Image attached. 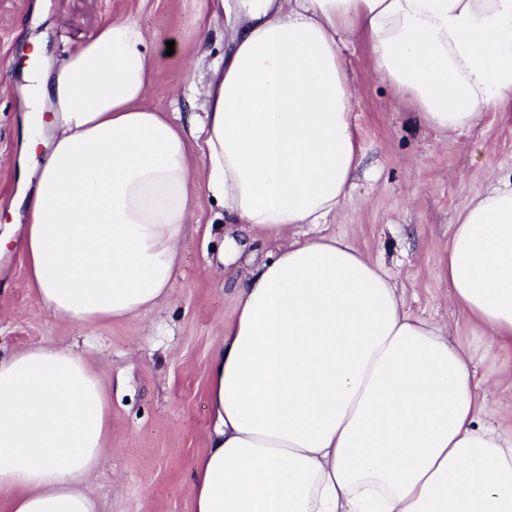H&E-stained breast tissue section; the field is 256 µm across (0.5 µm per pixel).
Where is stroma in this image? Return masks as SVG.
I'll return each mask as SVG.
<instances>
[{
	"mask_svg": "<svg viewBox=\"0 0 512 512\" xmlns=\"http://www.w3.org/2000/svg\"><path fill=\"white\" fill-rule=\"evenodd\" d=\"M211 0H0V231L12 220L26 112L23 70L30 38L60 54L89 38L101 19L135 18L152 47L174 42L149 101L182 116L199 111L197 90L224 60L223 24L205 40L196 20ZM347 65L356 87V122L365 160L352 197L321 235L358 243L405 288L414 315L445 324L452 341L476 345L467 313L448 298L442 278L448 239L461 211L491 178L512 172V105L484 113L474 126L444 135L427 126L414 103L372 62L369 42L350 46ZM201 230L184 251L182 274L161 310L129 322L78 330L43 309L18 260V242L0 248V350L37 344L83 350L108 393L112 431L90 485L99 512H193L187 482L208 446V364L215 341L237 303L233 272L214 271L213 239L203 232L216 209L204 197L189 202ZM478 376L489 378L487 402L512 430V348L479 353Z\"/></svg>",
	"mask_w": 512,
	"mask_h": 512,
	"instance_id": "stroma-1",
	"label": "stroma"
}]
</instances>
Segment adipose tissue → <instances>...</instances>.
Listing matches in <instances>:
<instances>
[{
  "instance_id": "obj_1",
  "label": "adipose tissue",
  "mask_w": 512,
  "mask_h": 512,
  "mask_svg": "<svg viewBox=\"0 0 512 512\" xmlns=\"http://www.w3.org/2000/svg\"><path fill=\"white\" fill-rule=\"evenodd\" d=\"M221 15L224 64L186 126L148 102L161 57L134 19L102 20L58 58L33 48L26 106L50 120L22 125L10 229L38 303L77 326L162 308L188 199L205 194L224 221L215 267L243 269L209 361L193 512H512V432L472 352L354 241L314 232L363 163L353 39L430 127L456 132L512 104V0H216L198 34ZM445 265L487 346L512 347V174L465 207ZM107 402L76 350L0 356L7 512H98L84 486Z\"/></svg>"
}]
</instances>
